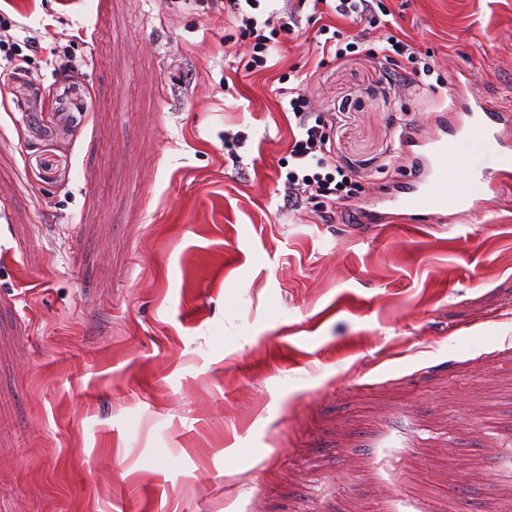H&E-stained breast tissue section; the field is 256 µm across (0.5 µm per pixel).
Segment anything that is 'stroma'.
Wrapping results in <instances>:
<instances>
[{
  "label": "stroma",
  "instance_id": "1",
  "mask_svg": "<svg viewBox=\"0 0 512 512\" xmlns=\"http://www.w3.org/2000/svg\"><path fill=\"white\" fill-rule=\"evenodd\" d=\"M382 2L338 59L272 0L292 28L254 74L167 0H13L40 48L0 75V512H512V190L417 227L284 205L280 77L362 206L417 180L389 160L451 73L512 107V0ZM388 31L425 87L373 55ZM382 42V47L372 50L374 54L395 61L396 66L404 71L410 70V74L418 78V87L424 85L422 75L428 77L435 71L434 65L422 58V53L399 35L386 34Z\"/></svg>",
  "mask_w": 512,
  "mask_h": 512
}]
</instances>
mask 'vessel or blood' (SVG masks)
Listing matches in <instances>:
<instances>
[{
    "instance_id": "vessel-or-blood-1",
    "label": "vessel or blood",
    "mask_w": 512,
    "mask_h": 512,
    "mask_svg": "<svg viewBox=\"0 0 512 512\" xmlns=\"http://www.w3.org/2000/svg\"><path fill=\"white\" fill-rule=\"evenodd\" d=\"M448 98V119L436 121L427 134L411 135L403 142L408 155L420 149L426 152L419 160L418 181L378 197L376 209L361 214V222L379 223L385 209L408 224H422L433 217L444 220L464 211L474 215L490 191L512 187V108L494 94L475 93L461 73L452 77ZM477 153L491 154L495 171L462 170L456 190H449L447 161H465Z\"/></svg>"
}]
</instances>
